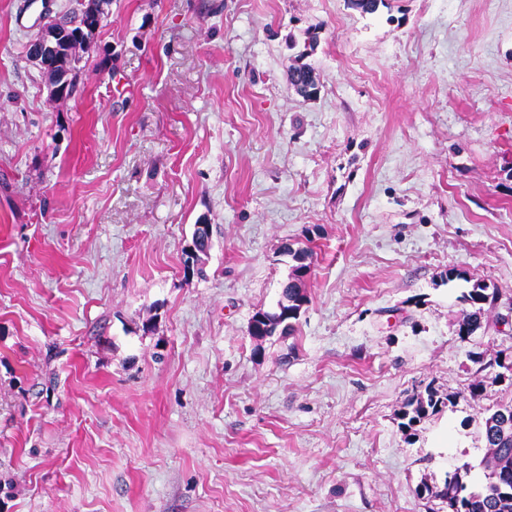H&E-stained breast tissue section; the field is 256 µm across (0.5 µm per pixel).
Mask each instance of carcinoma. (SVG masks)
Returning <instances> with one entry per match:
<instances>
[{
	"label": "carcinoma",
	"instance_id": "obj_1",
	"mask_svg": "<svg viewBox=\"0 0 512 512\" xmlns=\"http://www.w3.org/2000/svg\"><path fill=\"white\" fill-rule=\"evenodd\" d=\"M295 71L297 78L292 83L295 92L303 97L315 95L317 76L314 68L303 63L295 67ZM288 255L292 256L297 265L293 266L278 308H286L290 312L288 329L291 330V321L299 317L301 307L307 302V296L296 287V282L301 280L302 272L310 269V266L304 263L308 258V250H290ZM496 297L497 288L485 280L474 281L470 288L462 292L460 300L468 309L459 322L458 332L471 336L481 329ZM442 403L443 398L438 390L426 388L425 393L406 402L402 412V418L407 420L405 426L409 427L437 411ZM483 436L485 453L480 466L484 472V481L477 486L468 484L464 476L471 472L473 466L465 463L447 475L442 486L432 492L433 497L446 505L448 512H512V401L499 404L484 419Z\"/></svg>",
	"mask_w": 512,
	"mask_h": 512
}]
</instances>
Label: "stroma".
Returning <instances> with one entry per match:
<instances>
[{"label":"stroma","instance_id":"35a3bbf8","mask_svg":"<svg viewBox=\"0 0 512 512\" xmlns=\"http://www.w3.org/2000/svg\"><path fill=\"white\" fill-rule=\"evenodd\" d=\"M75 5L0 0V512H447L512 400L469 358L512 357V0H103L53 101L28 43ZM286 244L308 301L257 341ZM81 61V56L79 52H74L71 56L70 68H69V84L65 81L66 74L62 72L52 73L53 80L48 84L47 90L49 95L53 98H60L65 96V89L67 88V95H70L76 91L77 87V76L80 71L79 63ZM297 71V78L294 83L291 81V86L295 92L303 97H312L316 94L317 90V76L314 68L306 63H303L294 68ZM497 288L485 280L473 281L467 291L462 292L460 300L468 306L459 322L458 334L465 333L467 337L483 327V322L497 297ZM442 403L443 398L439 395L438 390L427 387L424 394L420 393L406 402L402 419H407V423H403V426L411 427L425 418L429 412L437 411Z\"/></svg>","mask_w":512,"mask_h":512}]
</instances>
